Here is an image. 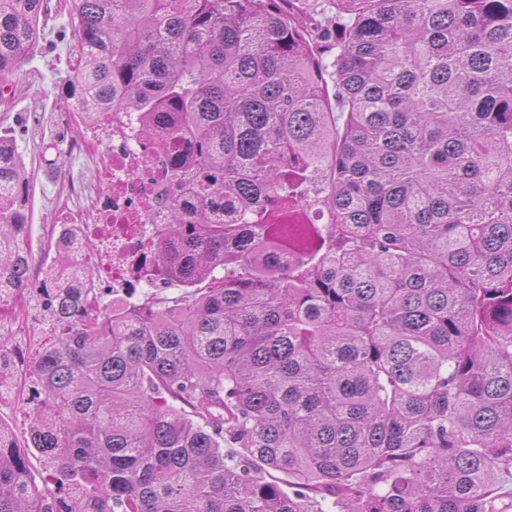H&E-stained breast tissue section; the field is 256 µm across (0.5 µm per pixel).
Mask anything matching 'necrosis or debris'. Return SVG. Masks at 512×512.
Wrapping results in <instances>:
<instances>
[{
  "label": "necrosis or debris",
  "mask_w": 512,
  "mask_h": 512,
  "mask_svg": "<svg viewBox=\"0 0 512 512\" xmlns=\"http://www.w3.org/2000/svg\"><path fill=\"white\" fill-rule=\"evenodd\" d=\"M77 150L99 155L100 183L112 199H91L88 221L99 248L90 264L102 287L119 291L126 300L153 287L152 228L165 223L160 204L167 153L149 143L138 113L101 112L100 122L77 143Z\"/></svg>",
  "instance_id": "4bbe7bcc"
}]
</instances>
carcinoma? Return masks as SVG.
I'll return each mask as SVG.
<instances>
[{
  "label": "carcinoma",
  "mask_w": 512,
  "mask_h": 512,
  "mask_svg": "<svg viewBox=\"0 0 512 512\" xmlns=\"http://www.w3.org/2000/svg\"><path fill=\"white\" fill-rule=\"evenodd\" d=\"M65 4L66 99L174 145L183 292L91 310L61 226L29 427L55 486L0 425V512H512V0ZM46 10L0 0V97ZM26 185L0 138V305Z\"/></svg>",
  "instance_id": "obj_1"
}]
</instances>
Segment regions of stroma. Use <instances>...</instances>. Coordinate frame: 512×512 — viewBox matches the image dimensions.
I'll return each instance as SVG.
<instances>
[{
	"label": "stroma",
	"instance_id": "obj_1",
	"mask_svg": "<svg viewBox=\"0 0 512 512\" xmlns=\"http://www.w3.org/2000/svg\"><path fill=\"white\" fill-rule=\"evenodd\" d=\"M41 38L9 82L12 92L0 102V135L9 134L28 179L25 241L31 243L37 262H51L45 248L62 225L75 221L83 211L80 198L69 186L78 182L87 190L99 189L95 165L87 157L67 152L58 156L57 146L79 138L87 125L72 112L64 111L63 87L75 57L74 32L58 0L40 19ZM6 326L14 347V382L8 395L0 398V425L11 429L18 441H26L28 409L34 386L30 381L42 344L48 339V325L32 293H25L8 306Z\"/></svg>",
	"mask_w": 512,
	"mask_h": 512
}]
</instances>
